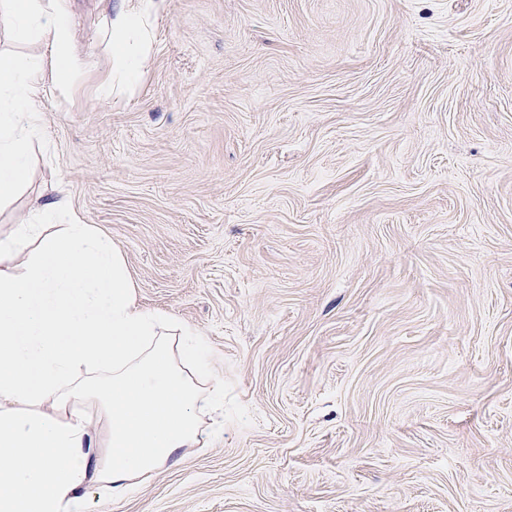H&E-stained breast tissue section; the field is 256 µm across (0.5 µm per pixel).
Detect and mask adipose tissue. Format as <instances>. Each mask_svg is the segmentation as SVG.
Instances as JSON below:
<instances>
[{
  "mask_svg": "<svg viewBox=\"0 0 512 512\" xmlns=\"http://www.w3.org/2000/svg\"><path fill=\"white\" fill-rule=\"evenodd\" d=\"M0 27L49 50L0 49L4 203L29 179L44 73L63 93L81 64L65 11L43 0H0ZM133 288L122 251L79 218L0 238V512H90L95 488L121 500L198 443L224 386L195 385L183 365L201 364V341Z\"/></svg>",
  "mask_w": 512,
  "mask_h": 512,
  "instance_id": "ef3b65f1",
  "label": "adipose tissue"
}]
</instances>
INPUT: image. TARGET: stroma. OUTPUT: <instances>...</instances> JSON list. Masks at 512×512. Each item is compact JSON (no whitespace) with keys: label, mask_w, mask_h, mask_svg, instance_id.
Masks as SVG:
<instances>
[{"label":"stroma","mask_w":512,"mask_h":512,"mask_svg":"<svg viewBox=\"0 0 512 512\" xmlns=\"http://www.w3.org/2000/svg\"><path fill=\"white\" fill-rule=\"evenodd\" d=\"M62 0L0 237L66 195L224 384L92 512H512V0ZM137 24L135 14L126 9L124 3L118 11V16L114 23V33L112 34V48L115 54L122 58L125 55L126 44L123 37V32Z\"/></svg>","instance_id":"35a3bbf8"}]
</instances>
